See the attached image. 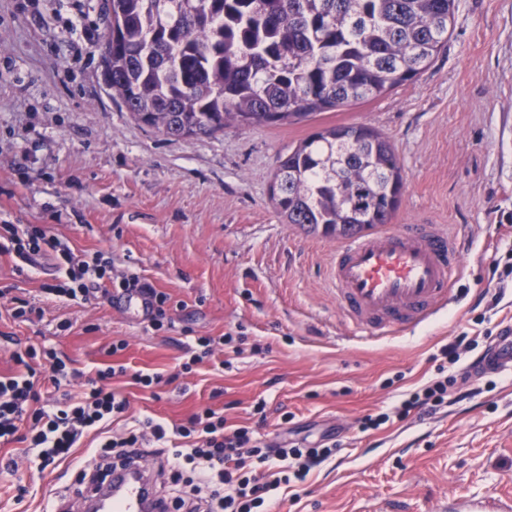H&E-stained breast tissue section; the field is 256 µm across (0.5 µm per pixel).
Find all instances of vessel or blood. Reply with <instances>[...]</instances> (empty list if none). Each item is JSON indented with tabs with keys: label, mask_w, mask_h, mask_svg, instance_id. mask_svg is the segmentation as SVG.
Masks as SVG:
<instances>
[{
	"label": "vessel or blood",
	"mask_w": 512,
	"mask_h": 512,
	"mask_svg": "<svg viewBox=\"0 0 512 512\" xmlns=\"http://www.w3.org/2000/svg\"><path fill=\"white\" fill-rule=\"evenodd\" d=\"M460 260L458 240L441 226L399 224L341 243L329 278L339 307L357 330L381 339L434 317L448 298ZM121 309L135 318L149 312L147 293L123 292ZM482 366L487 372L512 369V345L493 349ZM148 474L145 455L131 453L116 476L119 490L99 484L88 498H107L109 512H167Z\"/></svg>",
	"instance_id": "1"
}]
</instances>
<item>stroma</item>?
<instances>
[{
	"mask_svg": "<svg viewBox=\"0 0 512 512\" xmlns=\"http://www.w3.org/2000/svg\"><path fill=\"white\" fill-rule=\"evenodd\" d=\"M85 16L74 24L75 16ZM102 0H0V223L40 225L79 253L102 252L115 277L135 275L168 300L166 325L131 320L111 301L45 299L50 260L17 271L0 255V373L14 350L55 344L79 370L71 393L108 365L128 411L184 423L205 408L247 420L259 436L286 430L342 445L301 487H281L272 512H439L462 500L512 497V371L470 366L512 322V0H458L448 48L411 83L280 126L226 128L168 141L113 101L103 78ZM362 124L387 136L406 175L393 224H439L464 245L447 306L423 326L362 337L336 305L328 271L337 242L283 223L269 197L279 155L317 128ZM25 301L32 312L16 319ZM476 338L448 373L477 395L431 416L361 432L434 378L458 334ZM244 337L176 375L195 336ZM126 347L111 352L112 342ZM174 374L157 391L132 371ZM94 437L56 468L0 447V512H80L95 474Z\"/></svg>",
	"mask_w": 512,
	"mask_h": 512,
	"instance_id": "obj_1",
	"label": "stroma"
}]
</instances>
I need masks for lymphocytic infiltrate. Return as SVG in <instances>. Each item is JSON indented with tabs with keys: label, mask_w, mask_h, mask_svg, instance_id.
I'll return each mask as SVG.
<instances>
[{
	"label": "lymphocytic infiltrate",
	"mask_w": 512,
	"mask_h": 512,
	"mask_svg": "<svg viewBox=\"0 0 512 512\" xmlns=\"http://www.w3.org/2000/svg\"><path fill=\"white\" fill-rule=\"evenodd\" d=\"M0 253L32 266L50 259L57 271L53 282L43 284L48 299L112 296L104 279L100 254H78L46 229L29 225H0ZM14 373L0 375V445L26 444L34 453L38 470L66 459L81 439L96 431L102 438L95 450L104 461L122 462L131 448L150 447L152 455L165 457L173 482L189 480L207 492L205 502L173 496L174 512H258L280 485H302L310 473L335 454L336 445L285 447L255 438L247 423L230 422L212 409L192 415L172 427L145 416L122 431L108 433V426L129 408V400L114 391L111 380L127 373L125 367L98 369L80 395L69 391L75 369L68 366L55 346L28 347L13 352ZM454 377L442 376L408 392L391 413L366 416L362 430H375L390 419L405 420L413 414L427 416L448 402ZM53 388V403L42 400V391Z\"/></svg>",
	"instance_id": "f902f5d3"
}]
</instances>
